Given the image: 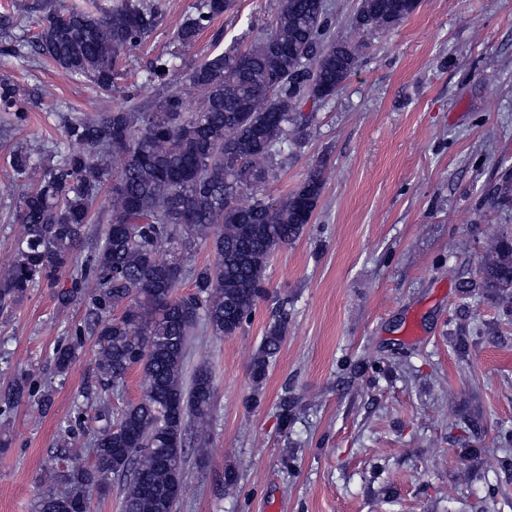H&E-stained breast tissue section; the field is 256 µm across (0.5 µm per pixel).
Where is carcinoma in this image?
Here are the masks:
<instances>
[{"label": "carcinoma", "mask_w": 512, "mask_h": 512, "mask_svg": "<svg viewBox=\"0 0 512 512\" xmlns=\"http://www.w3.org/2000/svg\"><path fill=\"white\" fill-rule=\"evenodd\" d=\"M229 8V0H197L195 13L177 29L186 55L200 32ZM410 0H358L362 29L385 30L414 12ZM96 0L83 9H61L37 0L0 15V28H20L39 12L32 41L4 52L30 54L108 90L120 58L140 45L156 24L151 0H113L99 14ZM359 65V46L338 40L325 0H281L267 32L244 51L209 55L190 70L200 91L194 102L171 94L153 107L100 112L68 122L65 136L76 149L47 164L37 185L22 194L15 222L19 234L12 264L0 270V311L21 302L31 288L71 271V287L57 306L85 305V328L97 336L93 381L87 390L121 391L134 368L141 370V396L112 419L99 398L91 446L70 450V462L40 489L35 512H89L90 496L119 484L121 512H175L183 488L185 448L199 463L210 456L214 383L202 364L184 383L189 337L201 325L233 336L258 304L270 298L265 270L276 250L295 241L310 223L324 186L320 169L281 198L235 195L268 181L306 120L308 99L328 101ZM175 69L158 58L147 81ZM0 107L26 120L14 85L0 82ZM108 158L122 171L104 188ZM20 178L33 170L22 151L10 156ZM101 225L93 246L89 228ZM182 238L211 248L215 263L193 272L194 291L176 295L183 276L161 243ZM481 288L512 289V241L504 239L494 261L483 266ZM288 330V300L275 301L250 366L259 392L271 359ZM76 344L54 353L57 374L66 373ZM30 395L27 380L4 396L8 406Z\"/></svg>", "instance_id": "obj_1"}]
</instances>
